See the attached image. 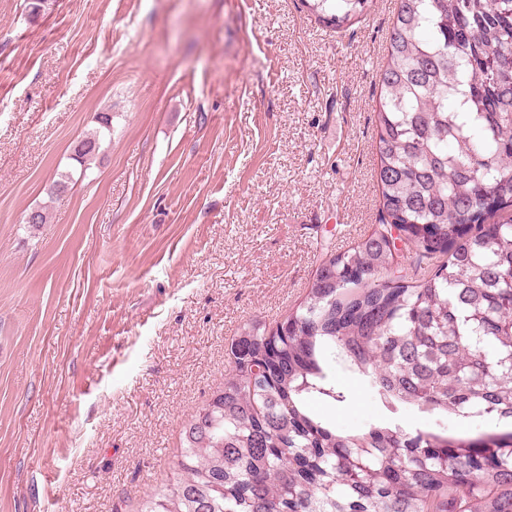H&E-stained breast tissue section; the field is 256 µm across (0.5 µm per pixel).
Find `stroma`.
<instances>
[{"mask_svg": "<svg viewBox=\"0 0 512 512\" xmlns=\"http://www.w3.org/2000/svg\"><path fill=\"white\" fill-rule=\"evenodd\" d=\"M31 2L0 0V512H138L240 327L377 224L398 0L341 30L302 0ZM332 375L349 400L317 413L382 418Z\"/></svg>", "mask_w": 512, "mask_h": 512, "instance_id": "1", "label": "stroma"}]
</instances>
